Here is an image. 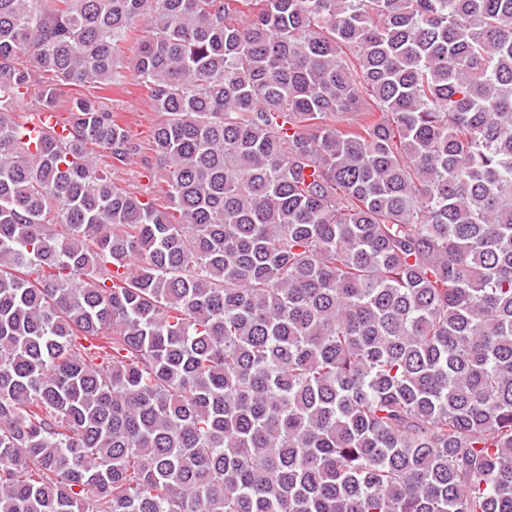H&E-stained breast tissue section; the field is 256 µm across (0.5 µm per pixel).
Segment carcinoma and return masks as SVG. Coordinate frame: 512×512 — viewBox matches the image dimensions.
I'll return each mask as SVG.
<instances>
[{
    "mask_svg": "<svg viewBox=\"0 0 512 512\" xmlns=\"http://www.w3.org/2000/svg\"><path fill=\"white\" fill-rule=\"evenodd\" d=\"M0 512H512V0H0ZM127 87L132 94L112 95V101L104 100L106 105L112 107L113 112H120V114L130 123L132 130L135 133H141L140 137L145 138L149 126L156 118L154 112L140 107L134 100L137 92L136 86L127 84ZM119 99L120 101H115ZM124 101V102H121Z\"/></svg>",
    "mask_w": 512,
    "mask_h": 512,
    "instance_id": "1",
    "label": "carcinoma"
}]
</instances>
